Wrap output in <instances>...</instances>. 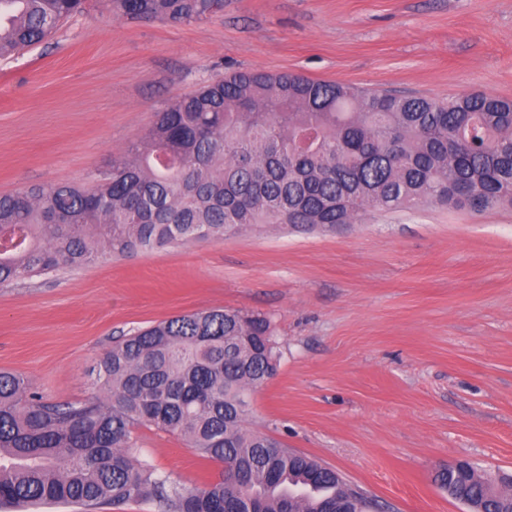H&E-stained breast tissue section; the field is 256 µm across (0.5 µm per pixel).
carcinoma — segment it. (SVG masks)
<instances>
[{
  "label": "carcinoma",
  "mask_w": 512,
  "mask_h": 512,
  "mask_svg": "<svg viewBox=\"0 0 512 512\" xmlns=\"http://www.w3.org/2000/svg\"><path fill=\"white\" fill-rule=\"evenodd\" d=\"M119 18L190 23L221 0H103ZM85 0H0V58L50 37ZM419 204L512 207V100H448L294 73L238 72L175 98L87 188L0 195V284L263 224L332 231ZM271 322L231 309L174 316L98 362L106 400L52 402L0 371V505L155 501L175 512H379L330 467L247 426L271 377ZM141 426L177 433L222 479L187 493L126 454ZM451 498L512 512V479L441 467Z\"/></svg>",
  "instance_id": "obj_1"
}]
</instances>
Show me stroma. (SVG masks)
<instances>
[{
	"instance_id": "obj_1",
	"label": "stroma",
	"mask_w": 512,
	"mask_h": 512,
	"mask_svg": "<svg viewBox=\"0 0 512 512\" xmlns=\"http://www.w3.org/2000/svg\"><path fill=\"white\" fill-rule=\"evenodd\" d=\"M239 71L435 99H512V0H224L191 23L87 0L0 61V195L91 184L179 96ZM267 316L275 376L254 428L390 512H469L451 460L512 475V209L418 206L330 232L264 226L0 285V370L46 399L103 396L114 338L199 310ZM128 453L184 493L222 468L140 427Z\"/></svg>"
}]
</instances>
